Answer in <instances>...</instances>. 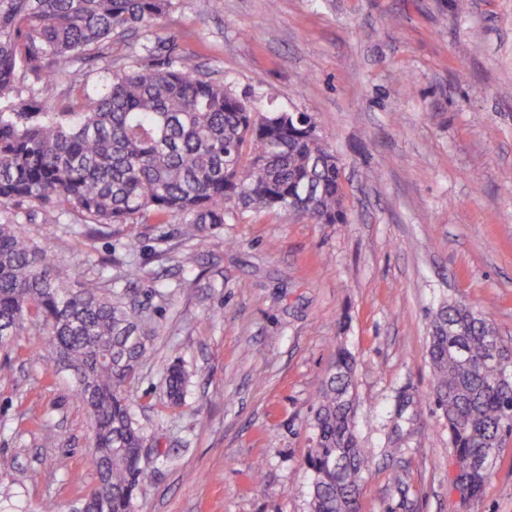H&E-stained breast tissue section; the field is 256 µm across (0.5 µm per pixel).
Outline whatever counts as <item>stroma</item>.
<instances>
[{
  "label": "stroma",
  "instance_id": "stroma-1",
  "mask_svg": "<svg viewBox=\"0 0 512 512\" xmlns=\"http://www.w3.org/2000/svg\"><path fill=\"white\" fill-rule=\"evenodd\" d=\"M147 36L177 39L259 109L310 113L340 158L346 221L236 206L190 248L174 218L89 238L63 209L50 248L68 282L92 259L116 288L127 264L142 269L153 356L126 390L158 452L135 512H308L311 423L340 345L371 453L359 512H512V437L479 498L453 491L428 358L429 314L451 297L512 343V0H279L274 14L268 0H177L150 34L113 39V60L131 64ZM36 342L0 350V512H71L96 482L72 377L28 358ZM174 363L188 393L168 409Z\"/></svg>",
  "mask_w": 512,
  "mask_h": 512
}]
</instances>
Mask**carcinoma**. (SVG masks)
<instances>
[{"label": "carcinoma", "instance_id": "1", "mask_svg": "<svg viewBox=\"0 0 512 512\" xmlns=\"http://www.w3.org/2000/svg\"><path fill=\"white\" fill-rule=\"evenodd\" d=\"M172 0H0V346L28 330L45 337L73 375L74 392L92 426L97 484L81 512H134L154 471L141 462L144 437L126 385L152 356L149 331L131 316L134 291L112 289L100 274L71 287L56 271L49 242L55 208L85 217L84 233L138 221L181 217L186 243L226 224V204L288 212L316 224L345 222L333 150L310 132L311 118L270 109L255 117L249 101L202 78L173 38L139 43L138 56L164 57L152 68L112 65V37L148 29ZM105 77L61 109L17 94L18 73L46 82L87 55ZM45 209L44 244L22 231L17 209ZM433 396L448 423L455 463L479 496L496 450L512 436V385L499 378L512 345L467 303L450 299L429 322ZM354 359L339 346L313 417L310 512H358L357 494L370 453L354 430ZM166 406L182 404L186 376L168 368ZM485 457L483 470L471 462Z\"/></svg>", "mask_w": 512, "mask_h": 512}]
</instances>
